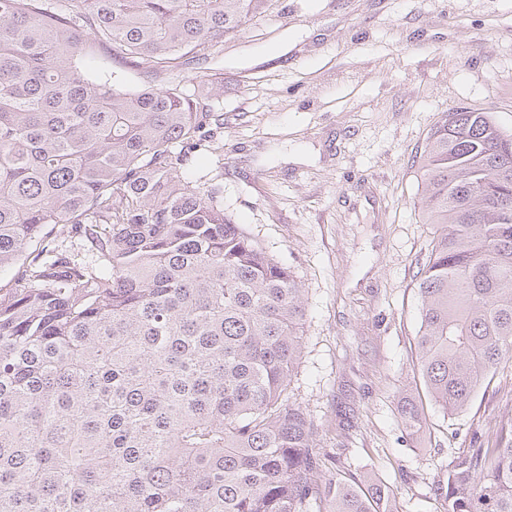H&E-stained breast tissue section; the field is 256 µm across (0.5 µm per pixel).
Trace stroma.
<instances>
[{
    "label": "stroma",
    "instance_id": "obj_1",
    "mask_svg": "<svg viewBox=\"0 0 512 512\" xmlns=\"http://www.w3.org/2000/svg\"><path fill=\"white\" fill-rule=\"evenodd\" d=\"M216 77L224 151L196 150L182 171L221 186L225 214L305 290L289 402L314 419L328 471L384 483L401 512H448L455 458L512 439V360L466 413L427 402L423 433L404 430L433 232L417 170L444 113L489 112L512 135V0H273L165 81Z\"/></svg>",
    "mask_w": 512,
    "mask_h": 512
}]
</instances>
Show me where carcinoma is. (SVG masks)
<instances>
[{
    "mask_svg": "<svg viewBox=\"0 0 512 512\" xmlns=\"http://www.w3.org/2000/svg\"><path fill=\"white\" fill-rule=\"evenodd\" d=\"M267 2L0 0V272L28 260L0 293V512H394L384 484L324 471L283 399L304 288L181 171L224 84L130 91L76 65L199 66ZM419 172V378L459 415L512 359V135L450 112ZM398 415L420 432L409 396ZM448 512H512V441L458 457Z\"/></svg>",
    "mask_w": 512,
    "mask_h": 512,
    "instance_id": "carcinoma-1",
    "label": "carcinoma"
}]
</instances>
